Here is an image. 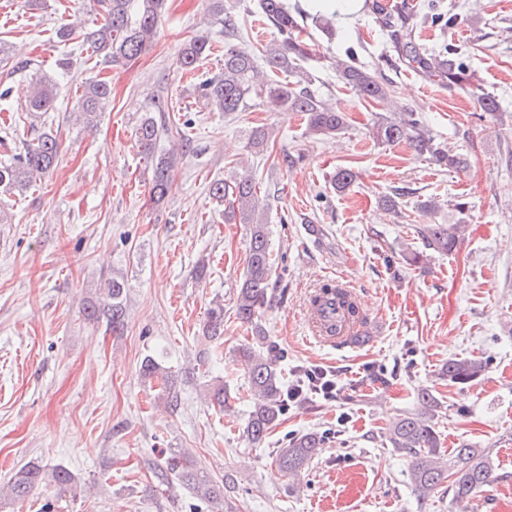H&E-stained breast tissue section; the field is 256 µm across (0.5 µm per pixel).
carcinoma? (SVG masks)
<instances>
[{"instance_id": "1", "label": "carcinoma", "mask_w": 512, "mask_h": 512, "mask_svg": "<svg viewBox=\"0 0 512 512\" xmlns=\"http://www.w3.org/2000/svg\"><path fill=\"white\" fill-rule=\"evenodd\" d=\"M102 23L85 33L84 43L100 57L104 66L134 59L151 42L167 0H139L136 19H131L133 0H96ZM365 7L391 39L395 51L406 66L432 76L445 78L448 86L468 88L474 72L453 48L435 51L415 38L418 25L425 22L426 14L410 0H397L392 4L382 0H365ZM265 20L281 36L275 46H248L227 44L224 48V70L200 81L198 97L216 112H243L255 96L266 95L284 112H299L304 116L310 132L321 136H337L347 128V117L335 106L311 92V76L301 62L312 52L301 34L305 30L306 14L291 12L284 0H260ZM210 11L218 23L224 25V36L243 40L241 27L233 8L224 0H210ZM210 40L197 36L183 44L178 64L192 71L210 52ZM265 58L269 73L257 70L258 58ZM338 80L365 101H376L387 96L389 85L376 73L354 63L336 66ZM55 82L40 80L29 100L28 111L49 112L54 106ZM111 98V88L101 78L84 83L78 100L76 120L85 127L97 126V120ZM373 137L383 144L407 143L419 156L443 168L461 170L467 159L445 149L443 143L425 128L415 112H403L396 118L374 123ZM159 126L157 120L144 118L136 138L151 170L150 193L157 202L166 199L171 185V172L176 158L158 151ZM59 144L55 136L43 133L37 142L26 144L23 152L12 161L0 163V189L24 192L34 186L55 164ZM258 184L252 176L232 181L218 180L210 186V194L227 201L224 219L243 224L247 228L246 270L239 282L235 304V318L251 329L253 341L240 345L235 351L236 361L243 367L252 396L251 408L243 430L245 440L252 446L260 444L278 424L288 408L287 384L282 375V354L276 345L267 341L258 319L267 300L275 258L270 248L267 220L260 212ZM463 224H424L417 228L424 246L439 254L452 252L462 240ZM127 282L118 277L106 281V288L83 308L85 319L106 321L114 335L124 332L127 325ZM205 331L212 339L224 335V302L215 300L206 312ZM485 362L477 359H450L440 376L448 384L468 387L486 375ZM144 380L161 381L160 391L168 400L174 384L172 371L152 356L141 365ZM437 399L432 390L417 392L416 410L399 415L389 421L384 432L391 447L405 453L411 460L414 489L422 500L435 490L448 486L455 504H463L487 486L493 474V460L483 448L461 442L450 452L441 450L434 418ZM327 436L309 433L295 436L277 450L278 466L290 477H297L304 466L321 451ZM165 475L177 478L203 503L217 508L225 502V494L234 489L230 475L216 480L198 468L184 452L173 451L162 466ZM76 483L75 475L67 468H48L37 460L20 467L7 484V492H0V509L6 502L24 500L42 485H53L61 490Z\"/></svg>"}]
</instances>
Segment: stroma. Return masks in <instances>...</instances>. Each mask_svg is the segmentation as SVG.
<instances>
[{
  "mask_svg": "<svg viewBox=\"0 0 512 512\" xmlns=\"http://www.w3.org/2000/svg\"><path fill=\"white\" fill-rule=\"evenodd\" d=\"M364 0L345 15L308 20L315 43L305 61L311 90L346 113L338 137L310 133L297 112L253 100L244 112L210 111L198 83L224 66V28L209 0H168L148 49L95 71L80 41L57 43L62 23H97L95 0H0V161L42 133L56 136L58 160L25 193L0 191V487L27 461L62 466L77 485L38 489L5 512H211L177 479L153 472L173 451H188L216 479L232 474V512H457L439 489L415 494L407 457L386 445L390 419L416 407L430 387L439 406L444 449L467 442L490 451L493 481L474 512H512V0H428L434 11L467 15L465 24L418 28L430 47L459 48L500 110L482 112L471 90L448 87L400 63ZM205 34L211 52L191 71L179 69L181 46ZM70 61L61 69L59 59ZM376 71L387 100L366 102L342 88L335 61ZM107 79L112 99L93 130L73 111L87 78ZM56 83L49 118L28 112L32 85ZM168 103L161 150L177 158L164 204L149 200L151 172L135 132L152 97ZM419 113L453 152L461 171L445 170L405 144L375 141L378 116ZM271 133L253 149V127ZM300 157L288 168L283 155ZM349 168L354 183L336 191L330 179ZM252 171L262 191L275 257L271 300L261 318L268 339L285 351L287 383L301 366L332 371L336 399L307 394L293 403L259 446L242 428L251 405L248 380L234 351L251 332L234 315L246 268L243 225L224 221L211 184ZM405 189L391 211L383 197ZM465 203L458 212L457 203ZM467 226L455 251L426 250L419 224ZM418 251L423 261L406 265ZM205 276H198V268ZM345 276L368 318L367 339L337 350L306 343L310 292L325 276ZM127 281L123 335L85 320L83 304L107 279ZM224 303V355L206 360L203 333L213 300ZM178 376L177 403L166 404L144 382L146 356ZM488 361L484 379L462 389L438 376L451 358ZM222 377L225 408L209 399ZM326 433L324 448L300 481L275 455L294 436Z\"/></svg>",
  "mask_w": 512,
  "mask_h": 512,
  "instance_id": "obj_1",
  "label": "stroma"
}]
</instances>
